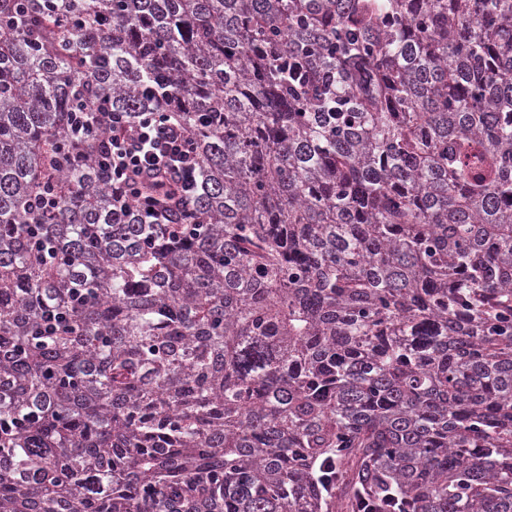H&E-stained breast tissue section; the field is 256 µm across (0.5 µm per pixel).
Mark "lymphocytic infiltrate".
Here are the masks:
<instances>
[{
  "label": "lymphocytic infiltrate",
  "mask_w": 512,
  "mask_h": 512,
  "mask_svg": "<svg viewBox=\"0 0 512 512\" xmlns=\"http://www.w3.org/2000/svg\"><path fill=\"white\" fill-rule=\"evenodd\" d=\"M98 111L111 127L102 164L112 183L125 186L133 194L144 185L159 183L166 190L161 199L166 204L177 205L186 199L195 185L198 157L196 146L184 129L164 116H146L131 125L104 103ZM161 200L143 198L147 216L156 217V205Z\"/></svg>",
  "instance_id": "obj_1"
}]
</instances>
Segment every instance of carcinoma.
Here are the masks:
<instances>
[{
	"label": "carcinoma",
	"instance_id": "carcinoma-1",
	"mask_svg": "<svg viewBox=\"0 0 512 512\" xmlns=\"http://www.w3.org/2000/svg\"><path fill=\"white\" fill-rule=\"evenodd\" d=\"M19 5L0 512H512V0ZM103 100L196 144L171 223Z\"/></svg>",
	"mask_w": 512,
	"mask_h": 512
}]
</instances>
